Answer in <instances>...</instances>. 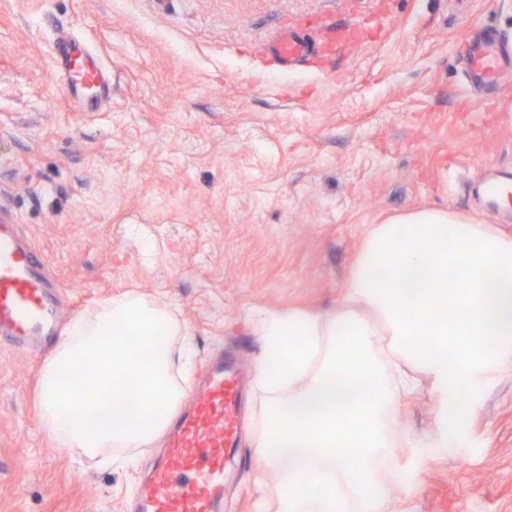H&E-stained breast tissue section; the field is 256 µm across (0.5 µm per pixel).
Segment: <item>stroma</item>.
<instances>
[{"instance_id": "stroma-1", "label": "stroma", "mask_w": 512, "mask_h": 512, "mask_svg": "<svg viewBox=\"0 0 512 512\" xmlns=\"http://www.w3.org/2000/svg\"><path fill=\"white\" fill-rule=\"evenodd\" d=\"M362 24L334 61L281 69L283 28L319 41ZM490 25L512 42V0H0V210L40 248L75 314L129 289L162 300L196 348L253 363L262 309L336 308L364 233L438 208L500 221L465 182L512 172V77L470 101L458 50ZM88 38L112 94L62 95L46 43ZM42 360L0 349V512H127L161 445L101 468L40 419ZM254 391L228 458L224 512H260L274 480L252 450ZM390 512H512V375L468 436L429 459Z\"/></svg>"}]
</instances>
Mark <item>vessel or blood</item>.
<instances>
[{"label": "vessel or blood", "mask_w": 512, "mask_h": 512, "mask_svg": "<svg viewBox=\"0 0 512 512\" xmlns=\"http://www.w3.org/2000/svg\"><path fill=\"white\" fill-rule=\"evenodd\" d=\"M359 28L345 30L349 41ZM336 40V41H339ZM336 41L310 48L294 35L274 44V55L288 66L313 54L325 55ZM462 53L468 82L493 87L512 69V50L493 27L470 39ZM55 72L66 95L82 111L100 110L112 92L108 67L80 34L59 30L50 44ZM480 198L504 202L512 191L508 175H480ZM62 294L40 249L25 238L9 217L0 218V348L18 352L48 351L61 334ZM241 400L237 370L215 360L207 367L188 410L178 414L168 446L158 456L140 490L134 512H223L225 462L236 450V425Z\"/></svg>", "instance_id": "b4317fda"}]
</instances>
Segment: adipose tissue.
Masks as SVG:
<instances>
[{
    "instance_id": "ef3b65f1",
    "label": "adipose tissue",
    "mask_w": 512,
    "mask_h": 512,
    "mask_svg": "<svg viewBox=\"0 0 512 512\" xmlns=\"http://www.w3.org/2000/svg\"><path fill=\"white\" fill-rule=\"evenodd\" d=\"M342 288L331 311L255 320L252 445L275 475V512H388L394 489L453 447L481 390L512 374V237L491 225L429 208L372 225ZM424 382L432 428L400 432Z\"/></svg>"
}]
</instances>
